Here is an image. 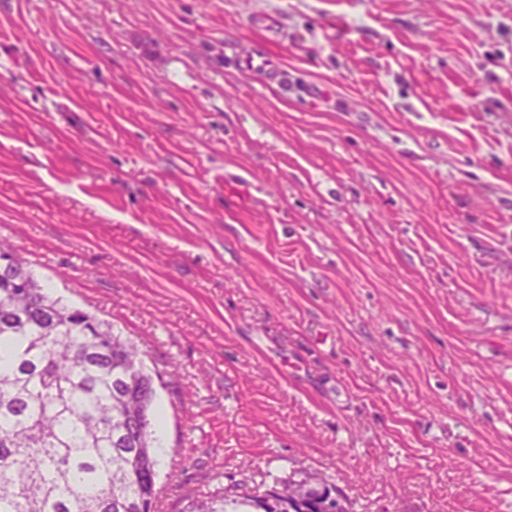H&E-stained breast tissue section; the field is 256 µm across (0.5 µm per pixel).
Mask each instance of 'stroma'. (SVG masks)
<instances>
[{
	"label": "stroma",
	"mask_w": 512,
	"mask_h": 512,
	"mask_svg": "<svg viewBox=\"0 0 512 512\" xmlns=\"http://www.w3.org/2000/svg\"><path fill=\"white\" fill-rule=\"evenodd\" d=\"M1 240L164 373L158 512H512V0H0ZM296 485L302 493L299 498L288 500V489ZM333 484L317 473L308 474L300 481L288 483L275 482L263 494H257L242 486L217 488L206 495L193 498L184 512H328L326 508H335L340 494L336 491V500L326 503Z\"/></svg>",
	"instance_id": "1"
}]
</instances>
